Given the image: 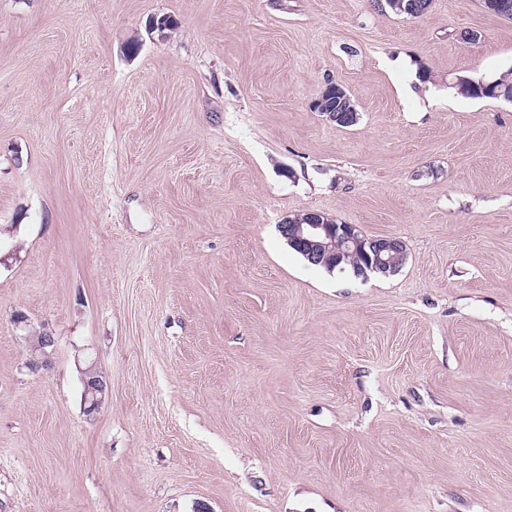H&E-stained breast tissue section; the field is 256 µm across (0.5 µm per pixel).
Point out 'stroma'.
<instances>
[{"instance_id":"obj_1","label":"stroma","mask_w":512,"mask_h":512,"mask_svg":"<svg viewBox=\"0 0 512 512\" xmlns=\"http://www.w3.org/2000/svg\"><path fill=\"white\" fill-rule=\"evenodd\" d=\"M511 70L481 0H0V512H512ZM467 84V86L464 85ZM492 83L488 87H479L478 85L471 82V80H463L460 84H457L458 93L463 95L464 97L474 98V99H482V98H490V99H498L493 95L494 91H511L512 90V73H510V77L502 76ZM335 86L336 96H323V91L321 92L317 98L320 100V103H317L315 107L316 111L319 112L320 110H326L334 106L330 110H326V112H320L327 121L335 124H352L357 122L358 113L350 97L342 87L337 84H335ZM334 223L318 212H308L299 224H289L288 218H285L279 227L291 248L298 254L300 252L312 265L330 268L336 264L329 271L350 268L358 275V269L363 264L362 256L354 253L344 257L347 250L353 248L354 252H362L368 258L367 268L361 270L364 278L368 273L389 275L396 272L395 260H402L405 256V245L400 239L367 237L355 224ZM342 257L344 259L336 263ZM367 269L376 273H367ZM94 363L90 367H86L82 372V387H83V402L85 405V410L87 412L93 413L98 411L104 401V395L106 387L103 383H101L98 379L94 377H87L86 374H89V369L93 366ZM87 405V406H86Z\"/></svg>"}]
</instances>
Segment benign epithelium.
I'll use <instances>...</instances> for the list:
<instances>
[{"instance_id":"benign-epithelium-1","label":"benign epithelium","mask_w":512,"mask_h":512,"mask_svg":"<svg viewBox=\"0 0 512 512\" xmlns=\"http://www.w3.org/2000/svg\"><path fill=\"white\" fill-rule=\"evenodd\" d=\"M325 119L335 124L357 122L358 113L345 92L336 87V105L323 113ZM281 233L288 244L298 250L308 263L331 267L344 257L347 250L359 251L368 258L362 275L376 272L388 275L397 270L395 260L405 256V245L396 237H367L355 224H336L318 212H308L298 224L283 219ZM89 369L82 370L83 402L87 412L98 411L104 401L106 387L98 379L88 376Z\"/></svg>"}]
</instances>
